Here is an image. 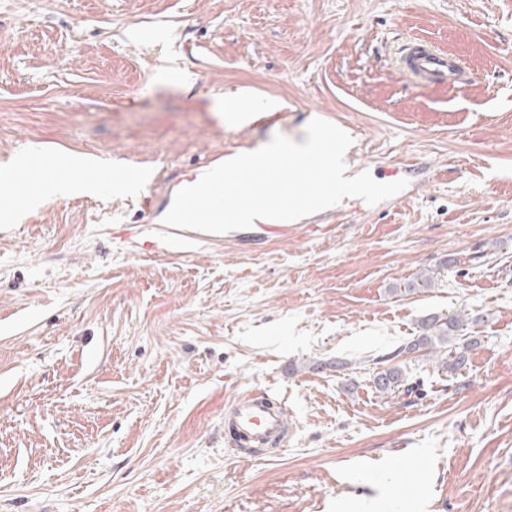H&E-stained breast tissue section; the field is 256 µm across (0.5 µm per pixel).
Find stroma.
<instances>
[{
    "mask_svg": "<svg viewBox=\"0 0 512 512\" xmlns=\"http://www.w3.org/2000/svg\"><path fill=\"white\" fill-rule=\"evenodd\" d=\"M414 41L462 88L412 85ZM314 118L351 173L414 163L407 187L275 234L123 239ZM30 151L86 187L0 219V512H512V0H0V185ZM462 309L464 367L405 352ZM389 352L421 397L375 390ZM254 388L292 436L243 457L224 411ZM185 230L186 228L163 226L154 236L136 242V244L141 251L147 252L155 251L160 247L168 248L174 240L185 236Z\"/></svg>",
    "mask_w": 512,
    "mask_h": 512,
    "instance_id": "stroma-1",
    "label": "stroma"
}]
</instances>
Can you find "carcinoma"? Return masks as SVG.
Wrapping results in <instances>:
<instances>
[{"mask_svg": "<svg viewBox=\"0 0 512 512\" xmlns=\"http://www.w3.org/2000/svg\"><path fill=\"white\" fill-rule=\"evenodd\" d=\"M433 278L419 275L403 283L395 293L406 295L417 293L432 287ZM484 321L481 315H473L466 311L451 314L432 313L418 321V335L407 345L397 351L385 355L392 361L403 352H422L428 359L438 364L442 371H456L466 363L467 352L479 343L472 327ZM376 391L391 396H421L420 383L410 382L405 374L396 366L388 367L376 373L373 378Z\"/></svg>", "mask_w": 512, "mask_h": 512, "instance_id": "carcinoma-1", "label": "carcinoma"}]
</instances>
